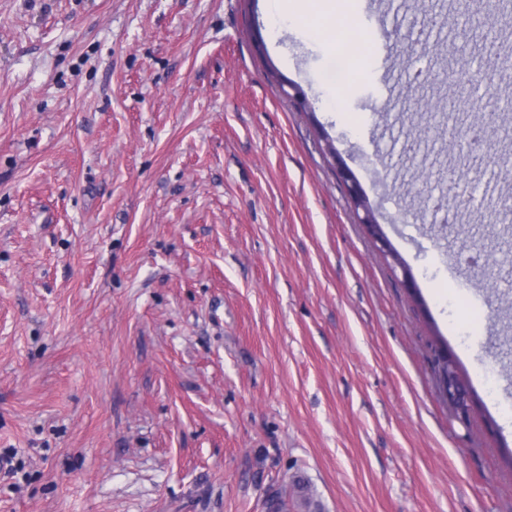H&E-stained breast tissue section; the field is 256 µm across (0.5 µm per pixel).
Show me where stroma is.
<instances>
[{"mask_svg":"<svg viewBox=\"0 0 512 512\" xmlns=\"http://www.w3.org/2000/svg\"><path fill=\"white\" fill-rule=\"evenodd\" d=\"M413 0H381L356 74L270 0H0V512H512V274L460 264L424 179L456 26L403 71ZM473 114L512 67L471 69ZM296 85L301 101L284 96ZM484 133L477 222L512 198ZM333 145L401 272L360 224ZM443 345L472 392L452 415Z\"/></svg>","mask_w":512,"mask_h":512,"instance_id":"obj_1","label":"stroma"}]
</instances>
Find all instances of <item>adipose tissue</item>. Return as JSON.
<instances>
[{
	"label": "adipose tissue",
	"mask_w": 512,
	"mask_h": 512,
	"mask_svg": "<svg viewBox=\"0 0 512 512\" xmlns=\"http://www.w3.org/2000/svg\"><path fill=\"white\" fill-rule=\"evenodd\" d=\"M271 4L278 17L297 25L308 12H321L325 19L323 26L306 30V37L329 45L345 67L355 68L354 52L360 46L362 36L349 23V0H271Z\"/></svg>",
	"instance_id": "ef3b65f1"
}]
</instances>
